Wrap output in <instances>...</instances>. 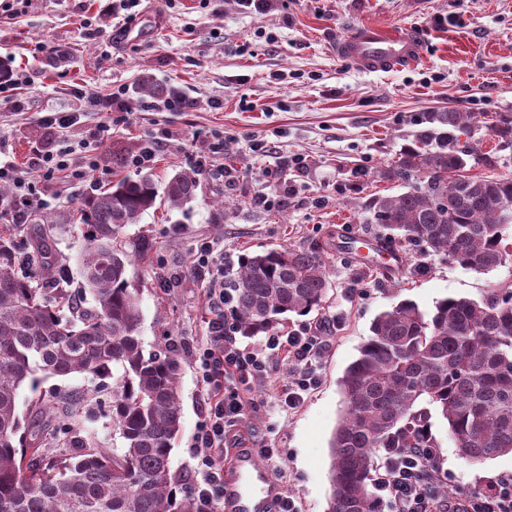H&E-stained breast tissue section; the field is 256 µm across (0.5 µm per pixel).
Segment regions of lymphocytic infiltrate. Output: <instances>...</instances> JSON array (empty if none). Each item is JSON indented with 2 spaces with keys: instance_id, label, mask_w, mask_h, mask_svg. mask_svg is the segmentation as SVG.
Instances as JSON below:
<instances>
[{
  "instance_id": "f902f5d3",
  "label": "lymphocytic infiltrate",
  "mask_w": 512,
  "mask_h": 512,
  "mask_svg": "<svg viewBox=\"0 0 512 512\" xmlns=\"http://www.w3.org/2000/svg\"><path fill=\"white\" fill-rule=\"evenodd\" d=\"M45 181L57 179L80 185L95 181L100 169L97 156L87 155L74 161L69 149L47 151L37 156ZM0 183L12 185L11 196L0 200V220L24 223L29 209L42 206L43 198L12 164L0 165ZM224 261L215 256L208 244H201L194 255L192 269L209 281L207 341L195 350L193 358L206 390L203 417L195 428L197 470L202 483L193 489L195 512H219L224 475V435L235 426L243 411L242 394L254 381L267 373V363L258 353L236 344L235 329L224 317L231 299L217 282ZM325 337L304 330H274L266 334L264 346L286 351L294 365L291 380L283 387L286 406H295L317 382L314 364L325 348ZM378 497L388 512H440L433 493L441 477L436 467V453L431 448L414 450L382 449ZM452 512H512V476L497 478L489 490L456 504Z\"/></svg>"
}]
</instances>
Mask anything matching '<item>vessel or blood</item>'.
<instances>
[{
  "label": "vessel or blood",
  "instance_id": "obj_1",
  "mask_svg": "<svg viewBox=\"0 0 512 512\" xmlns=\"http://www.w3.org/2000/svg\"><path fill=\"white\" fill-rule=\"evenodd\" d=\"M339 57L368 72L414 65L424 56L421 36L409 26L363 23L336 46ZM282 488L251 451L237 448L224 467L222 512H273Z\"/></svg>",
  "mask_w": 512,
  "mask_h": 512
}]
</instances>
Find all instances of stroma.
Listing matches in <instances>:
<instances>
[{
	"label": "stroma",
	"instance_id": "1",
	"mask_svg": "<svg viewBox=\"0 0 512 512\" xmlns=\"http://www.w3.org/2000/svg\"><path fill=\"white\" fill-rule=\"evenodd\" d=\"M109 2L17 0L13 11H0V60L10 59L20 78L18 89L0 94V150L39 188V150L96 153L105 170L101 189L136 176L132 156L157 139L162 151L150 171L161 187L207 155L190 203L180 210L156 205L128 228L129 237L145 234L152 243L129 270L140 298L143 350L150 355L166 346L179 355L182 426L170 466L189 486L197 465L191 439L205 395L192 351L207 336V285L188 273L197 248L209 244L228 269L245 252L322 248L329 282L323 309L282 324L328 339L316 361L318 382L294 408H283L281 389L293 366L267 354L270 370L244 396L236 440L277 449L269 466L284 495L300 512H326L330 439L343 410L339 381L375 318L404 299L429 312L444 297L478 299L512 281V265L478 273L407 246L392 275L367 263L362 244L351 256L336 250L346 233L381 239L364 206L407 191L387 172L426 113H474L475 139L483 150H497L490 120L512 112V0H271L258 13L241 10L238 0H141L129 36L108 47L101 32L120 28ZM365 21L413 26L425 41L424 62L369 73L338 58L335 45ZM43 43L55 53H42ZM146 74L192 108L154 110L152 98L136 91ZM120 87L134 109L90 107V96ZM17 98L23 109L15 108ZM65 111L76 116L70 128L46 123V115ZM497 152L496 170L512 172V148ZM89 193L55 184L41 210L58 227L53 247L74 282L82 242L70 224ZM260 194L267 204L256 203ZM432 432L453 498L484 491L512 472L511 454L481 465L459 458L443 419L433 418Z\"/></svg>",
	"mask_w": 512,
	"mask_h": 512
}]
</instances>
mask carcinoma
Here are the masks:
<instances>
[{
  "instance_id": "cac0c4a2",
  "label": "carcinoma",
  "mask_w": 512,
  "mask_h": 512,
  "mask_svg": "<svg viewBox=\"0 0 512 512\" xmlns=\"http://www.w3.org/2000/svg\"><path fill=\"white\" fill-rule=\"evenodd\" d=\"M424 123L389 171L413 184L372 198L371 223L390 240L447 255L466 270L505 266L500 212L512 206V176L467 174L471 160L498 163L496 152L472 140L473 114L429 112ZM490 129L500 149L512 148L511 112L498 113ZM198 185L194 171L174 175L165 187L169 207L191 202ZM158 196L152 176L141 174L84 199L72 225L83 240L76 290L56 275L53 225H0V512H194L193 497L177 495L170 468L182 418L178 362L171 351L144 356L139 297L128 277L151 242L144 237L127 249L126 229ZM325 268L319 248L239 255L225 281L238 332L265 334L323 308ZM111 370L112 430L121 440L112 449L78 426L88 393L49 399L39 390L48 376ZM340 387L327 512H378L377 450L438 447L434 414L467 462L512 454V284L478 300L447 296L431 312L398 302L376 317Z\"/></svg>"
}]
</instances>
